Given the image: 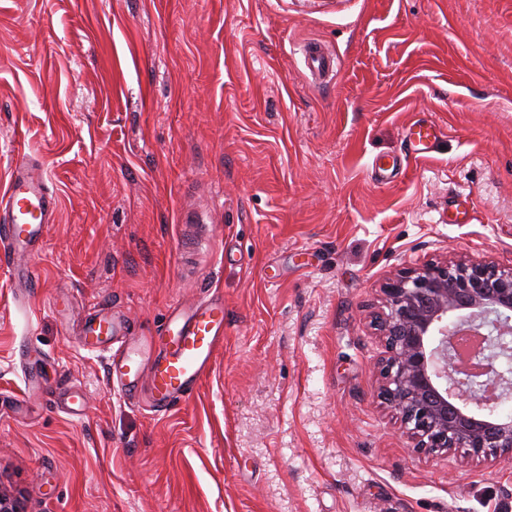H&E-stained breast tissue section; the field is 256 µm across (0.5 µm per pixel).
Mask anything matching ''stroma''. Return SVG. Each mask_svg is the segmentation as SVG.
Segmentation results:
<instances>
[{
    "label": "stroma",
    "mask_w": 512,
    "mask_h": 512,
    "mask_svg": "<svg viewBox=\"0 0 512 512\" xmlns=\"http://www.w3.org/2000/svg\"><path fill=\"white\" fill-rule=\"evenodd\" d=\"M419 118L441 134L413 159ZM23 156L59 200L36 288L0 267L26 512H512V461L411 452L367 318L403 268H512V0H0V174ZM214 294V367L166 414L80 346L96 303L142 336ZM303 51L306 67L315 82L326 78L332 80L335 77L336 59L324 45L317 41H309L304 45Z\"/></svg>",
    "instance_id": "obj_1"
}]
</instances>
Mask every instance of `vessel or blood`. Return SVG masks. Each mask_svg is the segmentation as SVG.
Listing matches in <instances>:
<instances>
[{
    "mask_svg": "<svg viewBox=\"0 0 512 512\" xmlns=\"http://www.w3.org/2000/svg\"><path fill=\"white\" fill-rule=\"evenodd\" d=\"M306 67L314 81L336 75V59L320 42L304 47ZM438 129L415 121L406 139L413 157L428 152ZM58 207L55 194L35 179L26 160H18L0 187V265L15 281L32 285L35 274L29 257L35 256ZM83 346L108 354L111 389L133 397L147 390L154 412H166L177 400L189 397L210 373L216 351L224 341V302L205 299L174 306L162 337L131 336L123 319L104 307H92L82 329Z\"/></svg>",
    "mask_w": 512,
    "mask_h": 512,
    "instance_id": "vessel-or-blood-1",
    "label": "vessel or blood"
}]
</instances>
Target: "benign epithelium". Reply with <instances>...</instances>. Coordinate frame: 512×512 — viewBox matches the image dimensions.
Returning <instances> with one entry per match:
<instances>
[{
  "instance_id": "7a95c632",
  "label": "benign epithelium",
  "mask_w": 512,
  "mask_h": 512,
  "mask_svg": "<svg viewBox=\"0 0 512 512\" xmlns=\"http://www.w3.org/2000/svg\"><path fill=\"white\" fill-rule=\"evenodd\" d=\"M380 292L377 397L412 452L511 460L512 268L431 260L399 270ZM0 512H24L22 492L1 490Z\"/></svg>"
}]
</instances>
